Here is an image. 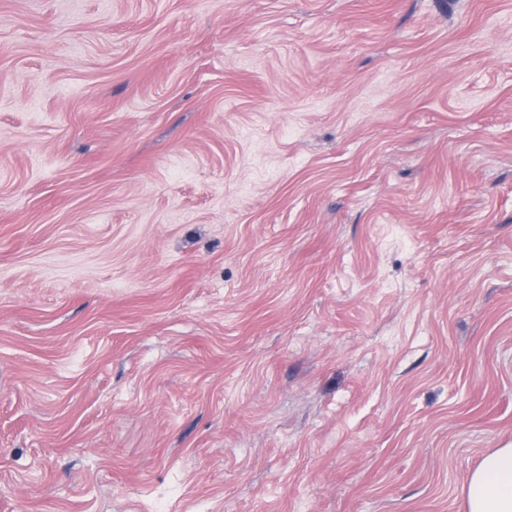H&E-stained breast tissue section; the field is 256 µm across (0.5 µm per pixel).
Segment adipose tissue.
Here are the masks:
<instances>
[{"instance_id": "adipose-tissue-1", "label": "adipose tissue", "mask_w": 512, "mask_h": 512, "mask_svg": "<svg viewBox=\"0 0 512 512\" xmlns=\"http://www.w3.org/2000/svg\"><path fill=\"white\" fill-rule=\"evenodd\" d=\"M467 512H512V445L487 453L469 475Z\"/></svg>"}]
</instances>
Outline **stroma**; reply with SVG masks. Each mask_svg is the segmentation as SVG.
Segmentation results:
<instances>
[{
    "label": "stroma",
    "mask_w": 512,
    "mask_h": 512,
    "mask_svg": "<svg viewBox=\"0 0 512 512\" xmlns=\"http://www.w3.org/2000/svg\"><path fill=\"white\" fill-rule=\"evenodd\" d=\"M512 444V0H0V512H467Z\"/></svg>",
    "instance_id": "35a3bbf8"
}]
</instances>
